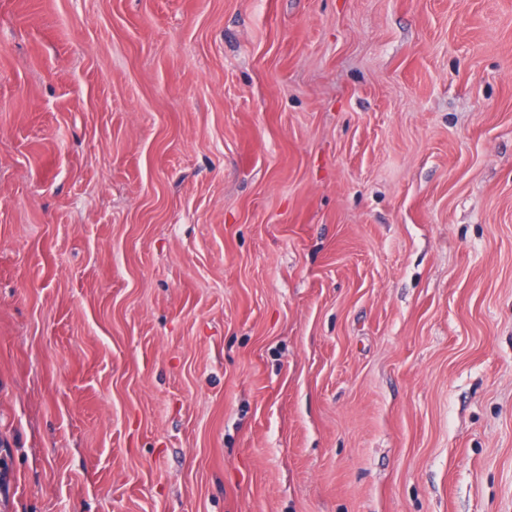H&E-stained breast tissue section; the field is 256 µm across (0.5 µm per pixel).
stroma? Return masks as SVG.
I'll list each match as a JSON object with an SVG mask.
<instances>
[{
    "label": "stroma",
    "instance_id": "1",
    "mask_svg": "<svg viewBox=\"0 0 512 512\" xmlns=\"http://www.w3.org/2000/svg\"><path fill=\"white\" fill-rule=\"evenodd\" d=\"M0 512H512V0H0Z\"/></svg>",
    "mask_w": 512,
    "mask_h": 512
}]
</instances>
